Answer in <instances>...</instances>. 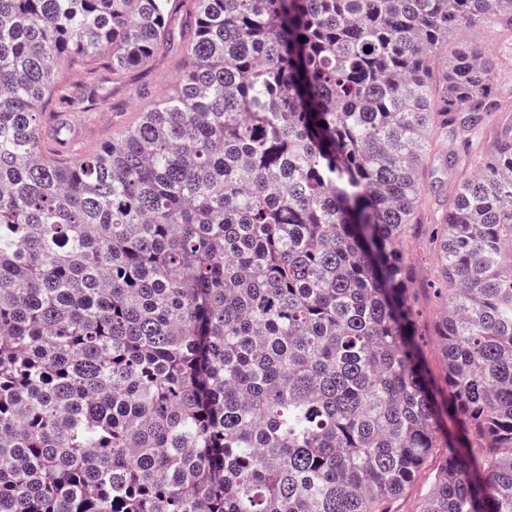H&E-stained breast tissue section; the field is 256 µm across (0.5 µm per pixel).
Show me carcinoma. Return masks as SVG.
Returning a JSON list of instances; mask_svg holds the SVG:
<instances>
[{
    "mask_svg": "<svg viewBox=\"0 0 512 512\" xmlns=\"http://www.w3.org/2000/svg\"><path fill=\"white\" fill-rule=\"evenodd\" d=\"M491 14L512 0H0V512H392L440 446L418 512H512V124L472 43L432 68ZM176 38L136 126L44 150L64 66L118 81ZM479 126L437 225L442 388L398 245L435 136Z\"/></svg>",
    "mask_w": 512,
    "mask_h": 512,
    "instance_id": "obj_1",
    "label": "carcinoma"
}]
</instances>
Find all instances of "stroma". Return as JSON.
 I'll list each match as a JSON object with an SVG mask.
<instances>
[{"mask_svg": "<svg viewBox=\"0 0 512 512\" xmlns=\"http://www.w3.org/2000/svg\"><path fill=\"white\" fill-rule=\"evenodd\" d=\"M180 56L169 49L144 71L129 73L123 84H113L101 66L79 64L66 68L61 76L65 89L98 95L99 100L82 118L85 151L92 152L116 139L136 124L142 112L150 109L163 93L177 82ZM494 133L486 131L472 147H465L454 132H442L437 150L427 164L420 207V221L400 240V251L412 269L409 292L417 341L427 368L435 382H442L446 369L441 357L434 326L446 308L445 292L438 275V257L431 239L434 224L459 184L474 174L477 157L494 150Z\"/></svg>", "mask_w": 512, "mask_h": 512, "instance_id": "stroma-1", "label": "stroma"}]
</instances>
